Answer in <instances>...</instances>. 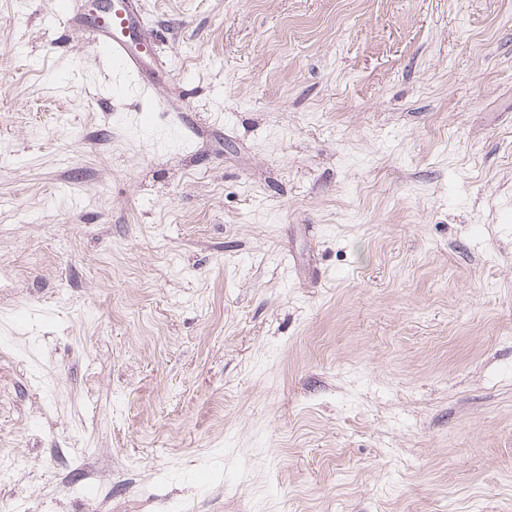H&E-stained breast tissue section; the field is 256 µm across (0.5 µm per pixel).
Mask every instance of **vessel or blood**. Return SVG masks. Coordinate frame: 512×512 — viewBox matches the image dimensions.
Masks as SVG:
<instances>
[{
	"label": "vessel or blood",
	"mask_w": 512,
	"mask_h": 512,
	"mask_svg": "<svg viewBox=\"0 0 512 512\" xmlns=\"http://www.w3.org/2000/svg\"><path fill=\"white\" fill-rule=\"evenodd\" d=\"M60 19L65 26L87 32L117 73L135 76L143 90L163 81L164 73L152 56L132 51L126 39L127 31L143 23L142 0H119L116 7L104 5L94 13L85 10L83 0H67Z\"/></svg>",
	"instance_id": "1"
}]
</instances>
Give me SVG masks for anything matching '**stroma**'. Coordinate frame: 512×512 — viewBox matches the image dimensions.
Returning <instances> with one entry per match:
<instances>
[{
  "instance_id": "obj_1",
  "label": "stroma",
  "mask_w": 512,
  "mask_h": 512,
  "mask_svg": "<svg viewBox=\"0 0 512 512\" xmlns=\"http://www.w3.org/2000/svg\"><path fill=\"white\" fill-rule=\"evenodd\" d=\"M56 7L0 0V502L512 512V0H142L150 96Z\"/></svg>"
}]
</instances>
